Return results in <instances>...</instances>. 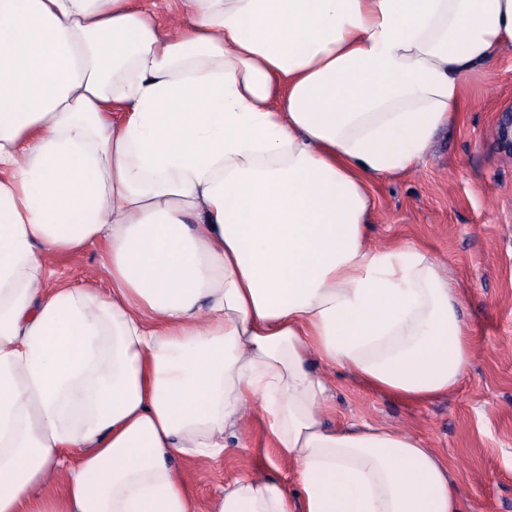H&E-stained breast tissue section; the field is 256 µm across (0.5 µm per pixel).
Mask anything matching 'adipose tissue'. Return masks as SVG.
<instances>
[{
	"instance_id": "adipose-tissue-1",
	"label": "adipose tissue",
	"mask_w": 512,
	"mask_h": 512,
	"mask_svg": "<svg viewBox=\"0 0 512 512\" xmlns=\"http://www.w3.org/2000/svg\"><path fill=\"white\" fill-rule=\"evenodd\" d=\"M0 0V512H198L176 459L261 407L264 472L212 512H464L412 431L328 426L319 361L425 403L472 359L436 262L372 247L512 0ZM123 106L122 122L112 119ZM104 247L112 288L46 290Z\"/></svg>"
}]
</instances>
